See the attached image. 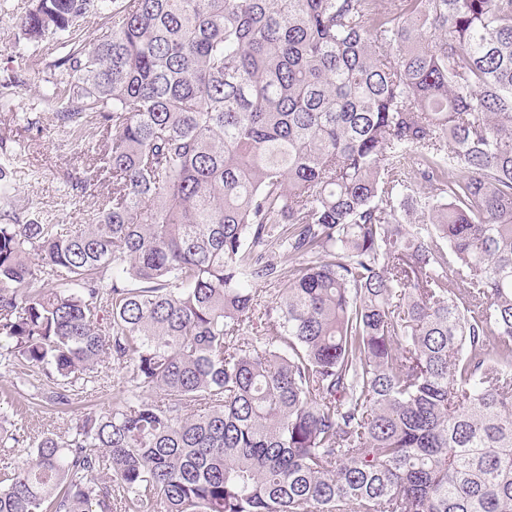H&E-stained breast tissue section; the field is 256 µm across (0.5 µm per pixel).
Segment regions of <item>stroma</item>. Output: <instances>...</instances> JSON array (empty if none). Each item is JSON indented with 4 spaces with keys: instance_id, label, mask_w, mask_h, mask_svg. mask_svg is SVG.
Returning <instances> with one entry per match:
<instances>
[{
    "instance_id": "35a3bbf8",
    "label": "stroma",
    "mask_w": 512,
    "mask_h": 512,
    "mask_svg": "<svg viewBox=\"0 0 512 512\" xmlns=\"http://www.w3.org/2000/svg\"><path fill=\"white\" fill-rule=\"evenodd\" d=\"M32 0H0V154L20 157L9 204L0 215L20 219L39 216L43 223L72 226L88 223L112 193L111 182L89 187L79 205L69 203L72 187L92 163L87 147L102 136L96 123L79 129L58 124L52 112V93L60 79L57 61L69 50L66 40L25 39L18 23L32 8ZM121 370L104 369L97 384L78 393L67 407L18 390L17 375L0 368V400L10 399L29 437L16 445L0 471L28 460L30 439L43 431L67 434L78 415L105 412L120 403Z\"/></svg>"
}]
</instances>
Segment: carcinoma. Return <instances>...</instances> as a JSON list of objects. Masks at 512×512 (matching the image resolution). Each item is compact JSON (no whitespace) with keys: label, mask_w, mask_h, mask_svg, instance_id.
Segmentation results:
<instances>
[{"label":"carcinoma","mask_w":512,"mask_h":512,"mask_svg":"<svg viewBox=\"0 0 512 512\" xmlns=\"http://www.w3.org/2000/svg\"><path fill=\"white\" fill-rule=\"evenodd\" d=\"M58 66L112 200L0 224V367L131 373L0 512H512V0H121Z\"/></svg>","instance_id":"cac0c4a2"}]
</instances>
